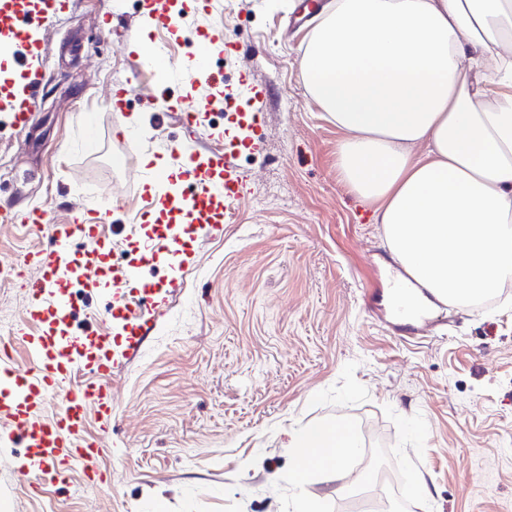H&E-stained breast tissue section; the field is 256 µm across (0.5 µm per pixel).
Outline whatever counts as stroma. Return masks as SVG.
<instances>
[{"label":"stroma","mask_w":512,"mask_h":512,"mask_svg":"<svg viewBox=\"0 0 512 512\" xmlns=\"http://www.w3.org/2000/svg\"><path fill=\"white\" fill-rule=\"evenodd\" d=\"M158 29L145 0H62L40 35L43 79L30 129L0 112V210H45L52 224L74 212L105 215L110 238L139 223L117 257L135 260L162 225L146 222V161L169 142L191 152L250 136L246 84L266 87L261 147L234 162L248 182L223 233L186 225L188 270L164 256L129 281L166 287L152 336L113 381L111 452L65 482L32 489L0 462V512H512V286L486 306L454 304L400 340L385 298L397 262L372 207L342 182V137L307 95L299 63L309 36L299 0H170ZM210 42L208 72L189 83L185 62ZM167 43L164 84L136 76L142 44ZM128 87L125 108L112 104ZM223 94L224 110L185 129L175 100ZM139 123H132V116ZM47 231L0 223V341L33 367L13 332L39 268L28 255ZM110 281L90 289L77 333L112 334ZM318 423L352 428L358 444L338 477L295 484L293 435ZM418 475L426 496L411 499Z\"/></svg>","instance_id":"obj_1"}]
</instances>
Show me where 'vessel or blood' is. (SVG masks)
Returning <instances> with one entry per match:
<instances>
[{
  "label": "vessel or blood",
  "mask_w": 512,
  "mask_h": 512,
  "mask_svg": "<svg viewBox=\"0 0 512 512\" xmlns=\"http://www.w3.org/2000/svg\"><path fill=\"white\" fill-rule=\"evenodd\" d=\"M55 6L54 0H0V37L11 39L14 52L9 77L0 79V112L12 113L18 128H26L35 112L33 89L39 77L35 61L39 46L33 33ZM235 144L226 151L207 157L186 152L179 146L168 151V168L151 173L153 181L165 188L154 196L152 206L163 220L196 225L209 234H219L242 196L244 183L232 163ZM103 216L94 221L75 217L72 223L56 224L51 229L52 245L36 251L35 259L43 267L41 277L29 286L28 315L41 323L34 336L17 329L32 354L36 366H16L8 354L0 355V420L7 424L0 432V459H16L17 448H24L26 463L19 472L40 483L56 480L63 469L81 468L84 476L95 479L96 462L106 453V446L86 436L88 407H95L103 429L115 421L112 389L104 377L133 355L143 340L153 334L160 315L156 291L144 285L135 293L121 290L123 282L138 276L156 255H165L170 266L185 270L187 254L177 236L157 235L136 262L112 268L101 266L99 259L107 244L95 232ZM84 275V285L92 287L95 279L107 278L114 285V306L124 322L128 336L125 347L113 348L108 336L74 334L64 321L67 313L85 309L82 290L73 282ZM398 283L407 298L396 319L398 328L414 320L418 307L413 304L414 281L399 274ZM98 375V382L68 389L58 412L46 414L53 388L64 386L81 370Z\"/></svg>",
  "instance_id": "b4317fda"
}]
</instances>
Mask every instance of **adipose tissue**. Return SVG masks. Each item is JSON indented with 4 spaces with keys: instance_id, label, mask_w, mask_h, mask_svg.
Returning a JSON list of instances; mask_svg holds the SVG:
<instances>
[{
    "instance_id": "obj_1",
    "label": "adipose tissue",
    "mask_w": 512,
    "mask_h": 512,
    "mask_svg": "<svg viewBox=\"0 0 512 512\" xmlns=\"http://www.w3.org/2000/svg\"><path fill=\"white\" fill-rule=\"evenodd\" d=\"M300 77L401 267L461 306L512 280V0H336ZM291 445L301 483L340 472L356 440L316 424Z\"/></svg>"
}]
</instances>
